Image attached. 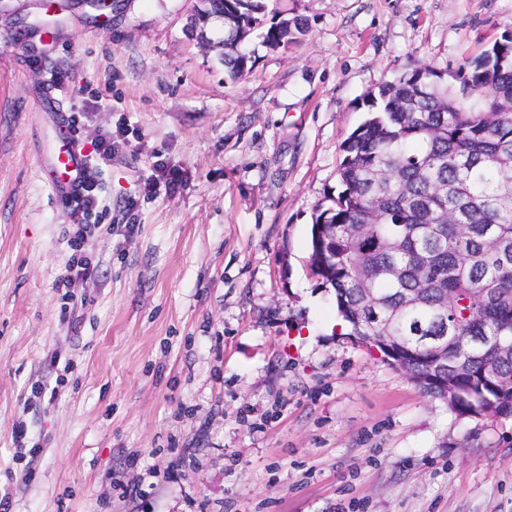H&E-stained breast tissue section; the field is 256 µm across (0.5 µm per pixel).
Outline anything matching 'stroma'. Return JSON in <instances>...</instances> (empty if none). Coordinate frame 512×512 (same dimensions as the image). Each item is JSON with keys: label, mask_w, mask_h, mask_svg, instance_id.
<instances>
[{"label": "stroma", "mask_w": 512, "mask_h": 512, "mask_svg": "<svg viewBox=\"0 0 512 512\" xmlns=\"http://www.w3.org/2000/svg\"><path fill=\"white\" fill-rule=\"evenodd\" d=\"M307 33L225 74L200 0H0V497L11 512H512V417L458 415L336 330L310 270L361 101L455 70L512 0H267ZM103 165L73 304L55 116ZM182 171L173 195L157 161ZM24 427L39 450L18 448Z\"/></svg>", "instance_id": "35a3bbf8"}]
</instances>
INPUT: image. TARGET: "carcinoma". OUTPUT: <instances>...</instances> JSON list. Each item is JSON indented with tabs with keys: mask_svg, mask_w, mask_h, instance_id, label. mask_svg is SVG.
<instances>
[{
	"mask_svg": "<svg viewBox=\"0 0 512 512\" xmlns=\"http://www.w3.org/2000/svg\"><path fill=\"white\" fill-rule=\"evenodd\" d=\"M197 14L224 19V66L241 77L251 60L246 41L264 28L276 49L305 32L298 18L265 25L263 0H202ZM365 120L342 144L339 191L317 207L312 273L333 288L352 336L380 325L416 345L425 336H469L448 346L462 361L459 415L496 405L512 416L501 380L512 378V31L452 73L419 65L380 84L363 100ZM386 268L398 276L368 280ZM380 307L368 310L362 289ZM420 289L418 306L400 309L403 292ZM453 296L448 313L438 289Z\"/></svg>",
	"mask_w": 512,
	"mask_h": 512,
	"instance_id": "carcinoma-1",
	"label": "carcinoma"
}]
</instances>
